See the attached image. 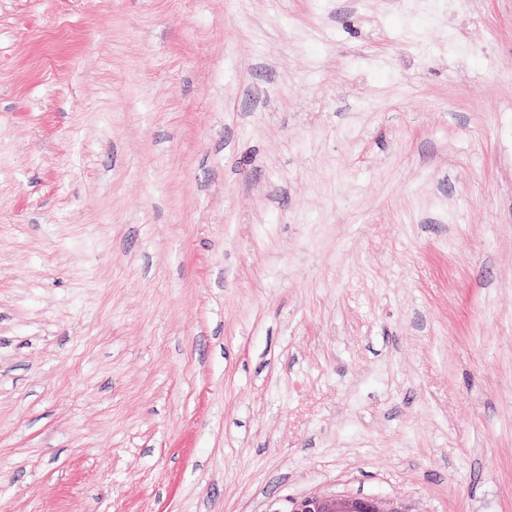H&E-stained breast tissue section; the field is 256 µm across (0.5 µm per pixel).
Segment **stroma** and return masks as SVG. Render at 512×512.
I'll list each match as a JSON object with an SVG mask.
<instances>
[{
    "mask_svg": "<svg viewBox=\"0 0 512 512\" xmlns=\"http://www.w3.org/2000/svg\"><path fill=\"white\" fill-rule=\"evenodd\" d=\"M512 512V0H0V512ZM292 512H408L400 504L374 496H306L294 503Z\"/></svg>",
    "mask_w": 512,
    "mask_h": 512,
    "instance_id": "obj_1",
    "label": "stroma"
}]
</instances>
